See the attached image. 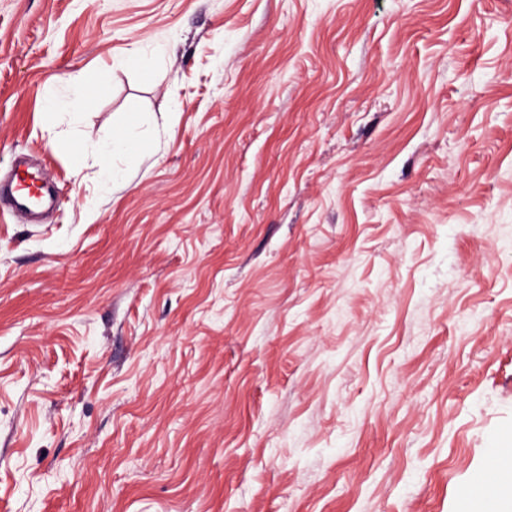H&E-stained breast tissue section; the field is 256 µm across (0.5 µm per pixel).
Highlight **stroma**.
Masks as SVG:
<instances>
[{"label":"stroma","instance_id":"stroma-1","mask_svg":"<svg viewBox=\"0 0 512 512\" xmlns=\"http://www.w3.org/2000/svg\"><path fill=\"white\" fill-rule=\"evenodd\" d=\"M18 154L0 512H459L512 435V0H0ZM94 104L93 99L88 95L84 85H66L63 93L58 100V105L63 110H68L73 119H77L80 114L89 110ZM135 126L136 123H132L129 131L124 135H113L112 138L102 140L96 144L83 145L82 155L91 157L100 163H107L117 153L126 155L132 153L141 143V140L132 133ZM28 190L27 194L21 192ZM54 185L47 180L38 187L37 193L33 194L29 188L21 187L18 178L12 193V205L16 211L31 213L38 210L54 200Z\"/></svg>","mask_w":512,"mask_h":512}]
</instances>
